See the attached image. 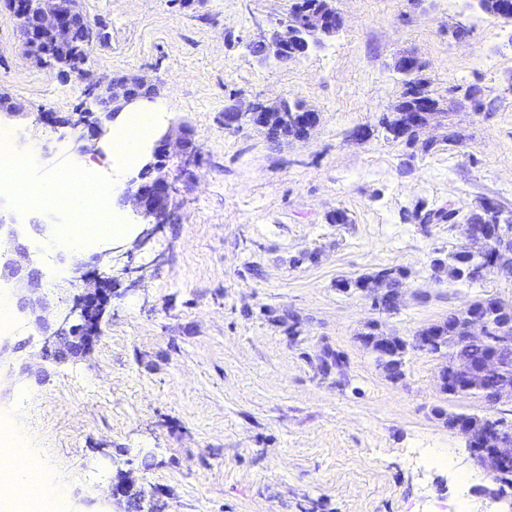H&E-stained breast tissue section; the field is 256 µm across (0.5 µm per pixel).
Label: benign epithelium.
<instances>
[{
	"label": "benign epithelium",
	"mask_w": 512,
	"mask_h": 512,
	"mask_svg": "<svg viewBox=\"0 0 512 512\" xmlns=\"http://www.w3.org/2000/svg\"><path fill=\"white\" fill-rule=\"evenodd\" d=\"M15 23L20 27L25 43L31 52L28 57L40 64L52 61V54L65 51L74 46L73 32L77 21L87 20V15L80 8V0H17L14 12ZM343 23L342 17L332 16L311 8H299L288 15V20L279 23L269 39L261 41L265 47V58L288 60V52L304 54L308 51L307 36ZM78 78L90 80V94L100 106V112H81L73 120L59 119L49 112L45 120L54 125H67L75 130L83 126L89 134H79L78 140L87 137L98 138L103 132V123L113 118L124 104L149 98L156 91V85L145 75H123L111 78L91 79L83 71H76ZM280 104L265 105L241 101L224 109V128H237L242 122L268 129L269 115ZM442 115L439 102L429 96L422 85L415 84L395 108L390 118L392 128L402 134L408 128L421 130L438 121ZM293 121L304 132V137L320 125L321 113L306 108L294 113ZM180 158L183 166L188 167L198 160L186 130L179 126L162 136L154 145L153 162L147 164L156 175L138 183L129 185L121 196V202L133 207L134 214L148 224H165L171 216L172 181L168 162ZM30 232L47 239L51 235L50 225L5 224L0 221V283L15 287L18 308L27 314L33 324L47 335L50 347L45 355L55 361L77 357L88 352L97 341L101 332V322L108 303L106 280L101 277L90 278L83 274L78 280L84 284V293L79 297L80 322L68 324L64 318L62 324L51 330L49 306L40 294L42 274L34 266L29 248L24 244ZM367 291L373 298L391 297L394 304H399L401 289L387 288L382 280L370 283ZM454 340L460 345L476 344L486 339L487 326L472 319H458L454 323ZM402 341L393 334L378 333L376 338L367 342L375 354V361L393 381L402 379L401 373L385 366L386 354L392 352ZM512 362V348L502 347L484 361L479 375L491 383V390L483 397L485 403L494 406L501 402H512V376L505 373L508 363ZM487 417L480 419L457 418L453 422L456 432L469 438L471 455L475 464L491 476L512 474V430L495 423H485ZM134 487L133 479L127 474H120L112 486V499L124 506L122 512H132V506L153 512L155 504L146 499L144 492H138L136 501L129 499V491Z\"/></svg>",
	"instance_id": "benign-epithelium-1"
}]
</instances>
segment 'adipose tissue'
Segmentation results:
<instances>
[{
  "label": "adipose tissue",
  "mask_w": 512,
  "mask_h": 512,
  "mask_svg": "<svg viewBox=\"0 0 512 512\" xmlns=\"http://www.w3.org/2000/svg\"><path fill=\"white\" fill-rule=\"evenodd\" d=\"M166 109L167 103L162 99L126 108L113 126L110 153L120 158L124 165L140 163L144 148L150 143ZM123 190L124 183L119 179L113 180L109 192L105 193L99 189L90 190L88 183L64 174L47 179L39 186L44 200L67 198L73 218L96 225V236L101 240L124 237L129 233L128 225L114 223L104 213ZM23 434V428L16 422L0 421V512H20L22 504L13 490L34 475L39 477L41 486L30 512H63L68 496L66 486L54 475L38 470L36 465H18V458L28 453L22 442Z\"/></svg>",
  "instance_id": "adipose-tissue-1"
}]
</instances>
